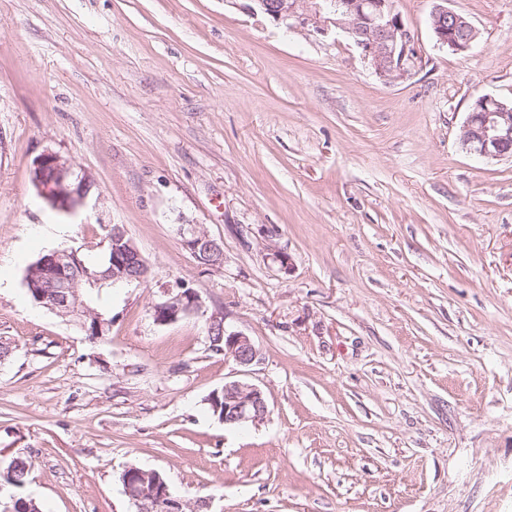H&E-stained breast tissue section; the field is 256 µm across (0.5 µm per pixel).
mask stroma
I'll return each instance as SVG.
<instances>
[{
  "mask_svg": "<svg viewBox=\"0 0 512 512\" xmlns=\"http://www.w3.org/2000/svg\"><path fill=\"white\" fill-rule=\"evenodd\" d=\"M433 5L396 0L422 61L389 82L344 34L230 0H0V449L32 462L0 499L136 512L134 465L208 512H512V159L459 144L475 94L512 102V0H448L465 54ZM48 150L89 175L81 202L34 186ZM106 224L150 273L100 289L93 344L24 276L94 257ZM179 282L203 313L156 324ZM215 312L259 349L247 373L210 350ZM239 378L263 423L210 411ZM431 28L436 43L455 54L469 52L478 39L475 26L462 14L449 8L447 0H436L431 12ZM182 246L199 260L205 258L209 266H217L223 258L222 246L196 224H183L179 229Z\"/></svg>",
  "mask_w": 512,
  "mask_h": 512,
  "instance_id": "obj_1",
  "label": "stroma"
}]
</instances>
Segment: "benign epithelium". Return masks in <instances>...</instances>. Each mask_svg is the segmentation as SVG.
Here are the masks:
<instances>
[{
	"instance_id": "benign-epithelium-1",
	"label": "benign epithelium",
	"mask_w": 512,
	"mask_h": 512,
	"mask_svg": "<svg viewBox=\"0 0 512 512\" xmlns=\"http://www.w3.org/2000/svg\"><path fill=\"white\" fill-rule=\"evenodd\" d=\"M246 10L260 11L274 21L290 26L294 20L320 35L345 34L359 50L362 59L384 80L409 77L418 62L414 36L403 24L389 0H250ZM431 28L436 43L455 54L469 52L476 44L478 31L462 14L448 7V0H436L431 12ZM460 144L463 150L484 159L512 158V103L490 94L472 99L463 125ZM32 181L49 198L68 201L81 199L88 177L72 187L73 166L61 155L46 151L32 163ZM182 246L197 259L217 266L223 258L222 246L196 224L179 229ZM109 266L103 272L91 270L79 259L76 250H56L40 258L30 276L33 300L60 317H77L86 335L96 343L107 335L111 323L88 308L82 289L104 281L142 282L149 274L144 257L120 224L112 225ZM204 307L200 294L190 288H166L153 305V319L159 325L175 323L199 314ZM207 330L224 336L217 352L242 368L257 363L260 351L251 338L226 328L224 316L212 314ZM208 403L226 426L258 424L269 413L263 391L255 384L233 380L213 391ZM125 494L138 512H189V504L175 495L162 475L154 470L128 467L122 475Z\"/></svg>"
}]
</instances>
